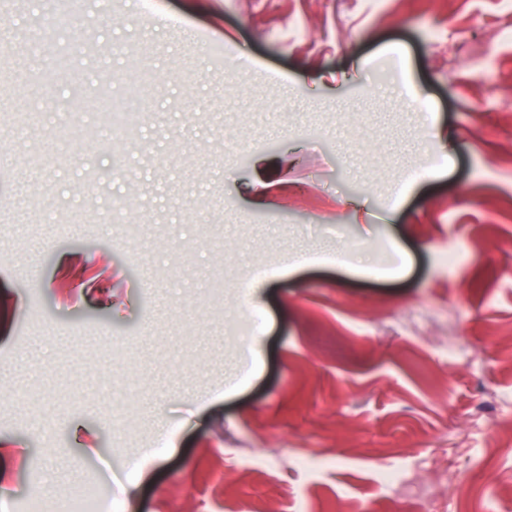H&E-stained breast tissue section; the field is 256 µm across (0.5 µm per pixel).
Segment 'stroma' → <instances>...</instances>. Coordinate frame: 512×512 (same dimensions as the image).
I'll return each instance as SVG.
<instances>
[{
  "instance_id": "1",
  "label": "stroma",
  "mask_w": 512,
  "mask_h": 512,
  "mask_svg": "<svg viewBox=\"0 0 512 512\" xmlns=\"http://www.w3.org/2000/svg\"><path fill=\"white\" fill-rule=\"evenodd\" d=\"M0 29V512L50 482L417 512L387 471L512 512L503 0H14ZM102 94L144 121L108 137Z\"/></svg>"
}]
</instances>
